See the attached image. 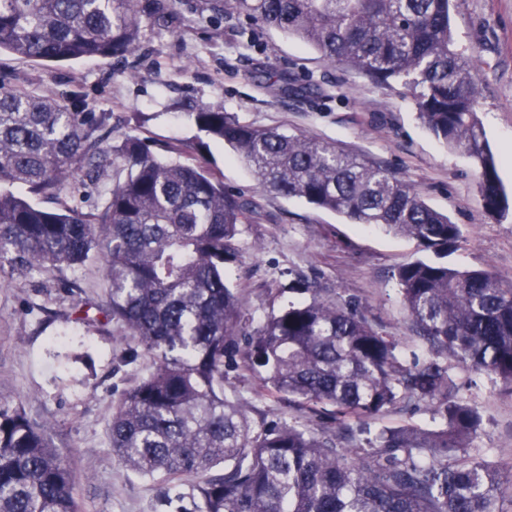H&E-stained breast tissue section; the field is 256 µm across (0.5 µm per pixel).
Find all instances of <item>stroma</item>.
I'll return each mask as SVG.
<instances>
[{"instance_id": "stroma-1", "label": "stroma", "mask_w": 512, "mask_h": 512, "mask_svg": "<svg viewBox=\"0 0 512 512\" xmlns=\"http://www.w3.org/2000/svg\"><path fill=\"white\" fill-rule=\"evenodd\" d=\"M451 25L456 47L476 64L478 116L512 196V0H453ZM0 87L111 113L112 146L135 136L164 159L205 162L227 191L253 204L255 214L238 226L236 255L224 265L252 327L317 292L355 304L396 337L405 356L427 359L431 350L418 339L395 278L424 253L411 238L264 191L233 150L195 125L200 104L245 124L333 143L387 169L461 226L464 239L449 266L488 269L512 284V212L485 211L472 160L421 123L407 87L378 85L328 62L295 37L226 13L222 0H179L169 21L143 27L136 50L123 56L46 65L1 53ZM109 288L94 260L0 278V405L49 425L73 472L79 512H178L192 507L196 477H143L112 451V413L155 363L122 322L101 320ZM448 365L460 398L483 418L475 447L512 466V392L456 360ZM224 393L270 426L295 420L319 434L336 430L329 410L288 403L252 370L225 371Z\"/></svg>"}]
</instances>
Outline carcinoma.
<instances>
[{"mask_svg":"<svg viewBox=\"0 0 512 512\" xmlns=\"http://www.w3.org/2000/svg\"><path fill=\"white\" fill-rule=\"evenodd\" d=\"M176 0H0V53L71 62L134 50L146 22ZM377 84L409 86L424 126L474 162L484 209L512 202L477 117L472 60L455 49L451 0H224ZM197 127L231 147L262 189L416 240L434 258L396 273L404 308L433 351L406 363L398 342L352 304L317 294L250 329L224 280L238 224L253 211L202 166L163 160L139 138L104 145L112 114L0 90V275L100 260L108 314L156 368L112 414L113 453L145 477L198 476L195 512H504L512 466L472 448L478 409L458 398L448 354L512 389V285L444 258L460 225L386 170L304 135L244 124L201 106ZM81 174L90 210L62 198ZM109 177L110 182L102 179ZM55 200L46 208L19 196ZM242 359L263 387L336 415L332 437L297 421L268 427L224 396V367ZM433 406L436 427L367 420L402 401ZM349 418L360 421L354 428ZM223 466V471L212 470ZM0 512H77L73 476L47 429L0 405Z\"/></svg>","mask_w":512,"mask_h":512,"instance_id":"obj_1","label":"carcinoma"}]
</instances>
